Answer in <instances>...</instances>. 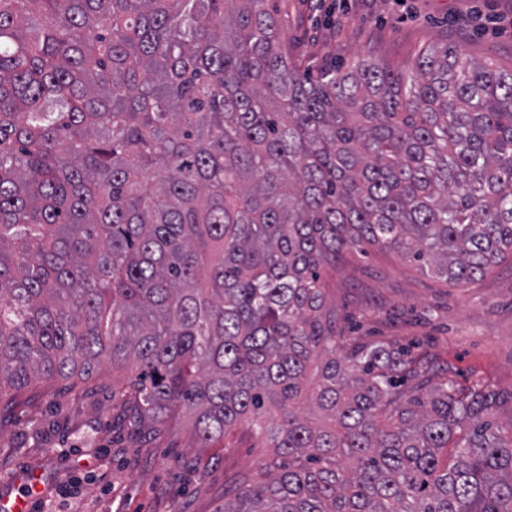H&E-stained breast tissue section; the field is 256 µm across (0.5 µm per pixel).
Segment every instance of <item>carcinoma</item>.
Instances as JSON below:
<instances>
[{
  "instance_id": "obj_1",
  "label": "carcinoma",
  "mask_w": 512,
  "mask_h": 512,
  "mask_svg": "<svg viewBox=\"0 0 512 512\" xmlns=\"http://www.w3.org/2000/svg\"><path fill=\"white\" fill-rule=\"evenodd\" d=\"M264 2L0 0V404L131 362L134 426L267 436L224 512H512L502 395L344 342L323 280L365 245L458 283L512 255V67L313 76Z\"/></svg>"
}]
</instances>
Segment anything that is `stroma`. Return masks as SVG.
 Returning <instances> with one entry per match:
<instances>
[{
  "mask_svg": "<svg viewBox=\"0 0 512 512\" xmlns=\"http://www.w3.org/2000/svg\"><path fill=\"white\" fill-rule=\"evenodd\" d=\"M287 8L284 43L316 70L374 58L406 69L432 43L462 45L512 65V0H266ZM329 298L347 336L389 340L424 358L428 378L451 370L512 393V258L480 280L447 283L396 253L346 251L328 273ZM126 370L101 362L76 388L40 384L0 407V501L41 491L29 512H222L225 498L272 456L247 423L223 447L203 448L189 416L161 431L133 430Z\"/></svg>",
  "mask_w": 512,
  "mask_h": 512,
  "instance_id": "35a3bbf8",
  "label": "stroma"
}]
</instances>
